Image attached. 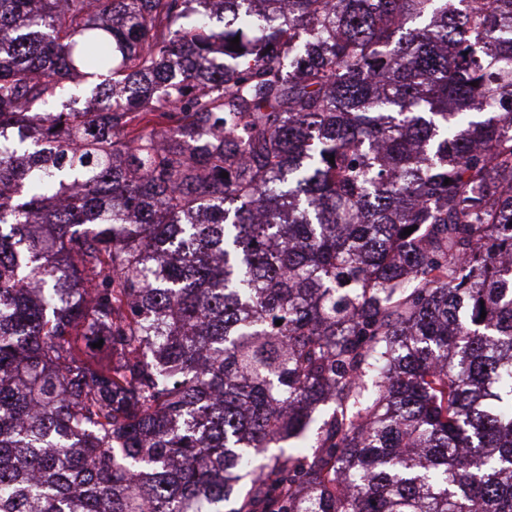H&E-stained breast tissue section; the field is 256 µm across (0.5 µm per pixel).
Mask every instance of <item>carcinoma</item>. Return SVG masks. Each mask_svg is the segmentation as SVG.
I'll use <instances>...</instances> for the list:
<instances>
[{
  "mask_svg": "<svg viewBox=\"0 0 512 512\" xmlns=\"http://www.w3.org/2000/svg\"><path fill=\"white\" fill-rule=\"evenodd\" d=\"M0 512H512V0H0Z\"/></svg>",
  "mask_w": 512,
  "mask_h": 512,
  "instance_id": "cac0c4a2",
  "label": "carcinoma"
}]
</instances>
